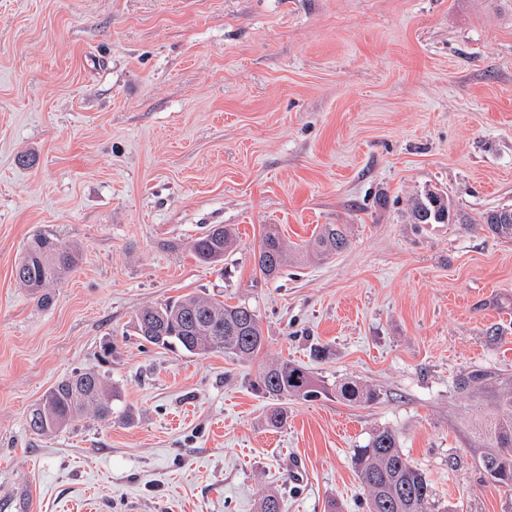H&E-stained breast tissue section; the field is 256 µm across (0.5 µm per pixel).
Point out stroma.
<instances>
[{
  "label": "stroma",
  "instance_id": "35a3bbf8",
  "mask_svg": "<svg viewBox=\"0 0 512 512\" xmlns=\"http://www.w3.org/2000/svg\"><path fill=\"white\" fill-rule=\"evenodd\" d=\"M429 188L466 224L415 229ZM505 205L512 0H0V512H255L267 489L285 512H365L350 457L382 428L438 512H512L456 387L512 375V241L481 228ZM215 224L238 237L213 267L190 246ZM270 224L351 244L269 282ZM40 232L80 249L46 307L13 276ZM187 294L253 305L260 354L134 335L139 308ZM277 359L377 397L292 398L268 429L250 382ZM87 369L120 389L111 422L32 435L31 407ZM337 393L344 400L353 404H367L373 402L376 398L373 391L356 381L342 383Z\"/></svg>",
  "mask_w": 512,
  "mask_h": 512
}]
</instances>
